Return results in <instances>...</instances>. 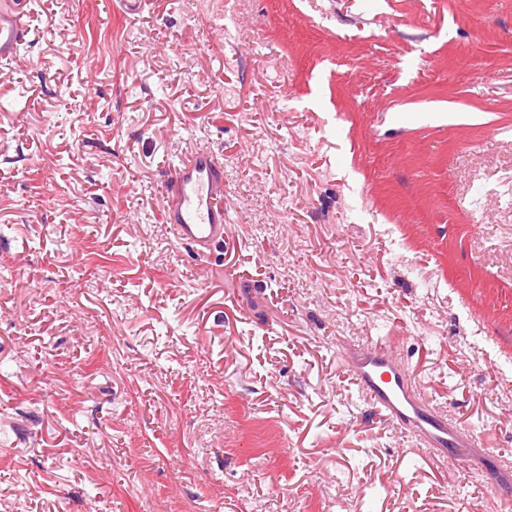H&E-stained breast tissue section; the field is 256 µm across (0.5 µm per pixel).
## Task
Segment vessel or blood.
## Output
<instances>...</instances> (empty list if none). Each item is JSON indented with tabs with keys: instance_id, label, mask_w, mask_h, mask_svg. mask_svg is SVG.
<instances>
[{
	"instance_id": "obj_1",
	"label": "vessel or blood",
	"mask_w": 512,
	"mask_h": 512,
	"mask_svg": "<svg viewBox=\"0 0 512 512\" xmlns=\"http://www.w3.org/2000/svg\"><path fill=\"white\" fill-rule=\"evenodd\" d=\"M28 0H0V61L13 60L29 32ZM167 227L180 244L207 253L224 242V174L214 155L198 148L180 156L164 196ZM341 358L365 400L379 414L413 435L427 454L464 458L474 437L449 422L418 391L405 362L382 341L346 348Z\"/></svg>"
}]
</instances>
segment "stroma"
<instances>
[{
    "mask_svg": "<svg viewBox=\"0 0 512 512\" xmlns=\"http://www.w3.org/2000/svg\"><path fill=\"white\" fill-rule=\"evenodd\" d=\"M30 9L0 63V512H512V0ZM197 146L207 258L162 211ZM369 334L479 465L371 409L336 357ZM173 238L205 254L224 243V174L214 155L197 148L180 156L164 196Z\"/></svg>",
    "mask_w": 512,
    "mask_h": 512,
    "instance_id": "1",
    "label": "stroma"
}]
</instances>
